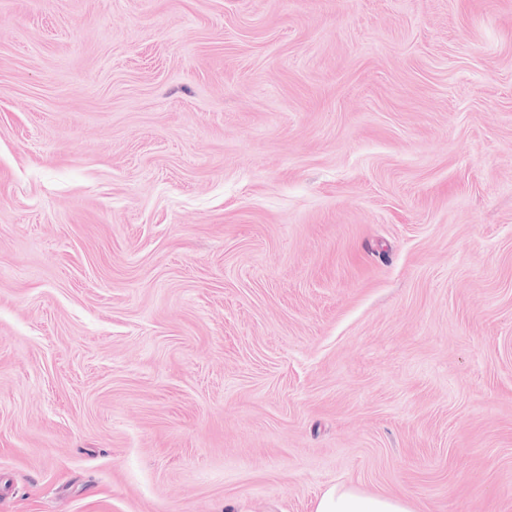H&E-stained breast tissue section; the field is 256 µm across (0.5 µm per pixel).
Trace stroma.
<instances>
[{
	"label": "stroma",
	"mask_w": 512,
	"mask_h": 512,
	"mask_svg": "<svg viewBox=\"0 0 512 512\" xmlns=\"http://www.w3.org/2000/svg\"><path fill=\"white\" fill-rule=\"evenodd\" d=\"M512 512V0H0V512ZM314 512H414L398 497L368 496L353 486L334 484L317 498Z\"/></svg>",
	"instance_id": "obj_1"
}]
</instances>
